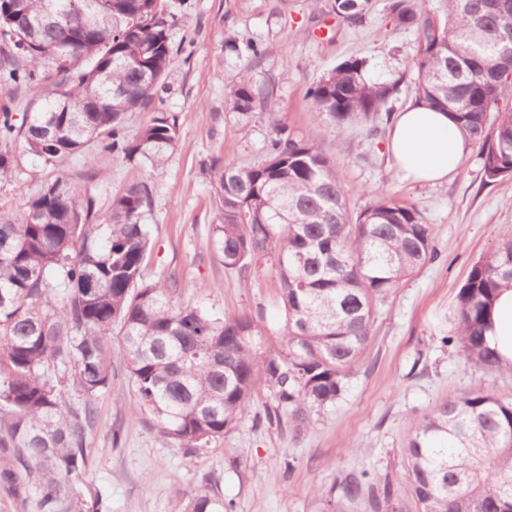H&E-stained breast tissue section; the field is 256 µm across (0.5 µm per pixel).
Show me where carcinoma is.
I'll return each instance as SVG.
<instances>
[{"mask_svg":"<svg viewBox=\"0 0 512 512\" xmlns=\"http://www.w3.org/2000/svg\"><path fill=\"white\" fill-rule=\"evenodd\" d=\"M389 0L419 51L416 99L450 114L479 148L483 178L512 177V0ZM0 0V77L16 86L63 50L66 65L33 112L16 125L0 110V144L22 138L56 163L100 142L130 162L158 167L177 140L176 118L159 112L133 138L125 117L145 110L173 57L160 0ZM372 0H331L329 13L363 23ZM366 62L348 58L307 96L342 130L375 140L391 120L398 82H374ZM267 96L247 74L227 104L248 120ZM219 223L209 246L224 268L278 280L284 325L280 348L254 342L263 316L214 317L174 304L179 280L163 291L143 280L151 243L147 184L128 185L97 224L95 200L68 178L41 184L17 217L0 211V486L38 512H103V496L71 491L86 463L93 401L109 387L112 365L129 382L157 432L189 448L224 435L257 389L270 393L269 423L296 431L341 398L363 355L377 304L438 259L430 225L414 207L374 189L351 211L343 175L313 142L274 127L263 163L209 165ZM512 289V237L475 261L459 288L456 328L441 338L485 372L500 368L485 331L493 302ZM118 343H113V338ZM80 397L65 401L59 386ZM403 480L418 512H512V402L473 390L423 414L404 448ZM334 512H402L390 477L368 469L336 480ZM201 490L186 512H232Z\"/></svg>","mask_w":512,"mask_h":512,"instance_id":"obj_1","label":"carcinoma"}]
</instances>
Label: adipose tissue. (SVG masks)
Listing matches in <instances>:
<instances>
[{
    "mask_svg": "<svg viewBox=\"0 0 512 512\" xmlns=\"http://www.w3.org/2000/svg\"><path fill=\"white\" fill-rule=\"evenodd\" d=\"M471 148L447 113L422 105L393 116L388 149L397 176L437 184L456 172ZM487 331L503 362L512 363V289H503L489 317Z\"/></svg>",
    "mask_w": 512,
    "mask_h": 512,
    "instance_id": "ef3b65f1",
    "label": "adipose tissue"
}]
</instances>
